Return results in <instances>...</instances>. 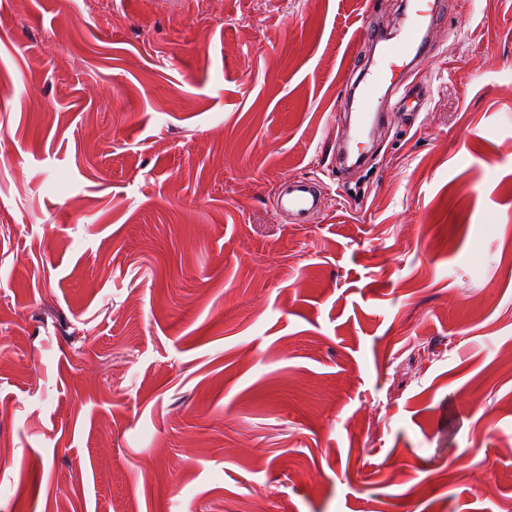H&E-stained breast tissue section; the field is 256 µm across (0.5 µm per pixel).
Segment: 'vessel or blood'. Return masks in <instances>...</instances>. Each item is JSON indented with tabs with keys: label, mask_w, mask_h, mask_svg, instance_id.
Returning a JSON list of instances; mask_svg holds the SVG:
<instances>
[{
	"label": "vessel or blood",
	"mask_w": 512,
	"mask_h": 512,
	"mask_svg": "<svg viewBox=\"0 0 512 512\" xmlns=\"http://www.w3.org/2000/svg\"><path fill=\"white\" fill-rule=\"evenodd\" d=\"M436 0H406L407 27L399 40L393 41L379 28L369 25L360 33L358 47L349 53V69H362L361 87L356 98V109L349 119L353 137H360L366 125L383 115L382 106L387 96L398 95L401 107L421 112L426 104L424 93L402 89L396 78L400 60H418L424 57L429 36L438 17ZM379 48L380 53L362 64L360 49ZM275 208L284 220L292 224L308 223L311 216L322 211V196L318 185L309 179L287 177L281 180L274 200Z\"/></svg>",
	"instance_id": "b4317fda"
}]
</instances>
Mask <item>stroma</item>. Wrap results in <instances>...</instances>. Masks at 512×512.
<instances>
[{"label":"stroma","instance_id":"obj_1","mask_svg":"<svg viewBox=\"0 0 512 512\" xmlns=\"http://www.w3.org/2000/svg\"><path fill=\"white\" fill-rule=\"evenodd\" d=\"M440 2L350 177L402 0H0V512H512V0ZM404 5L407 27L399 40L391 42L392 38L379 28L368 25L360 33L356 49L349 53L347 71L349 76H354L357 72L354 70L361 67V48L380 47L379 55L372 57L369 64L360 70L359 76L364 73L354 88L358 89L362 83L354 116H349L352 139L360 137L371 120H378L387 114L382 111L385 98L389 95L390 103V97L402 86L396 79L398 62L411 58V64L424 57L427 51L429 36L439 14L438 3L436 0H407ZM274 203L279 214L290 224H309L311 216L322 212V196L318 185L301 177L282 179Z\"/></svg>","mask_w":512,"mask_h":512}]
</instances>
